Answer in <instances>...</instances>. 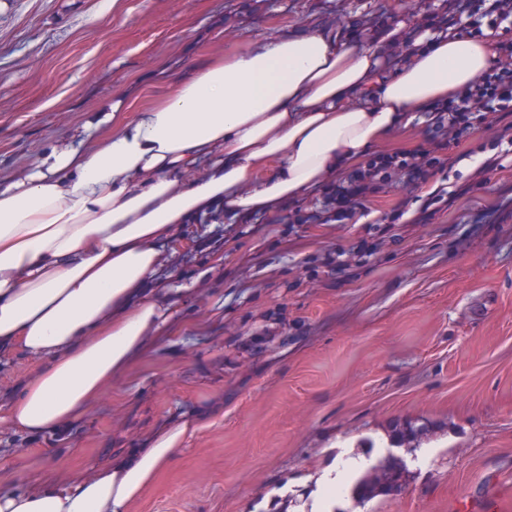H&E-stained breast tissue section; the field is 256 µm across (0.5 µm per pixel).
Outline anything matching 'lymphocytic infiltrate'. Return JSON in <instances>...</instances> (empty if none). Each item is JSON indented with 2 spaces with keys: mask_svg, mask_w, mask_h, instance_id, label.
Masks as SVG:
<instances>
[{
  "mask_svg": "<svg viewBox=\"0 0 512 512\" xmlns=\"http://www.w3.org/2000/svg\"><path fill=\"white\" fill-rule=\"evenodd\" d=\"M420 31L460 34L479 39L492 35L498 58L466 90L423 111L426 147L374 152L353 167L342 183L324 188L326 204L311 214L297 215L300 224L342 223L365 215L369 198L393 177L407 185L433 184L439 172L461 160L452 146L498 120L494 140L483 144L487 169L500 168L512 147V0H442L421 22Z\"/></svg>",
  "mask_w": 512,
  "mask_h": 512,
  "instance_id": "obj_1",
  "label": "lymphocytic infiltrate"
}]
</instances>
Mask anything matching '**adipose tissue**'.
<instances>
[{"instance_id":"1","label":"adipose tissue","mask_w":512,"mask_h":512,"mask_svg":"<svg viewBox=\"0 0 512 512\" xmlns=\"http://www.w3.org/2000/svg\"><path fill=\"white\" fill-rule=\"evenodd\" d=\"M415 44L396 63L327 26L284 32L188 65L152 106H101L94 137L0 180V347L38 362L0 420L61 431L174 323L160 281L188 220L314 195L497 58L490 37ZM199 429L180 419L65 486L0 487V512H129Z\"/></svg>"}]
</instances>
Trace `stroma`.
<instances>
[{"label": "stroma", "instance_id": "obj_1", "mask_svg": "<svg viewBox=\"0 0 512 512\" xmlns=\"http://www.w3.org/2000/svg\"><path fill=\"white\" fill-rule=\"evenodd\" d=\"M439 0H7L0 8V178L64 140L92 112L139 91L163 96L197 57H229L284 29L328 24L380 43ZM487 124L447 185L465 187L418 222L428 188L393 180L354 224H237L216 211L185 226L163 278L178 321L122 380L57 434L0 425V484L29 490L145 447L184 417L201 431L130 512H313L343 458L378 461L388 433L404 489L332 512H512V168L483 171ZM403 207L379 237L375 218ZM378 239L360 256L361 238ZM342 253L341 266L325 259ZM37 365L0 354V406ZM376 447H367V440ZM426 431H428V426L426 424L417 425V422L415 421L407 422L403 427L401 425H396L389 432V446L383 448L401 447V444L405 441V439L408 440L407 445H410L412 442L411 440Z\"/></svg>", "mask_w": 512, "mask_h": 512}]
</instances>
